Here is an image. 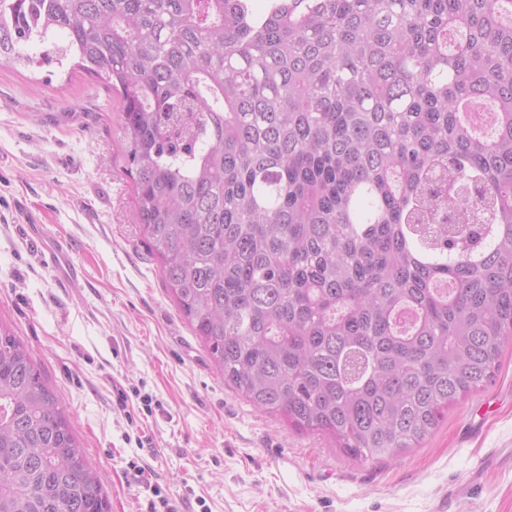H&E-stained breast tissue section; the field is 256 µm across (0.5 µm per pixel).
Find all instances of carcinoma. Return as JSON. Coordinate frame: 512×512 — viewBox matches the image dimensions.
Instances as JSON below:
<instances>
[{
	"label": "carcinoma",
	"instance_id": "1",
	"mask_svg": "<svg viewBox=\"0 0 512 512\" xmlns=\"http://www.w3.org/2000/svg\"><path fill=\"white\" fill-rule=\"evenodd\" d=\"M122 103L136 220L257 410L395 458L512 339V0H0ZM0 512H110L0 324Z\"/></svg>",
	"mask_w": 512,
	"mask_h": 512
}]
</instances>
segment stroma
<instances>
[{
  "label": "stroma",
  "instance_id": "obj_1",
  "mask_svg": "<svg viewBox=\"0 0 512 512\" xmlns=\"http://www.w3.org/2000/svg\"><path fill=\"white\" fill-rule=\"evenodd\" d=\"M120 116L71 60L0 58V323L67 408L111 512L147 508L133 461L178 512H512V341L494 380L396 458L258 411L217 374L141 240ZM31 224L69 245L78 287L29 247Z\"/></svg>",
  "mask_w": 512,
  "mask_h": 512
}]
</instances>
